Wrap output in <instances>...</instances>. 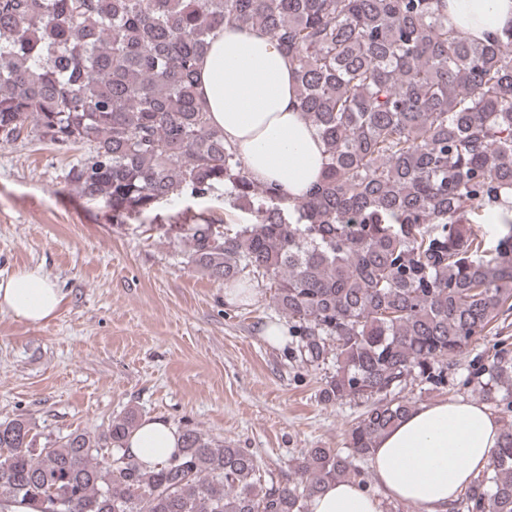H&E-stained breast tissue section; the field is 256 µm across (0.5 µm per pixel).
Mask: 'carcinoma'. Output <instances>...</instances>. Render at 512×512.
Masks as SVG:
<instances>
[{"mask_svg":"<svg viewBox=\"0 0 512 512\" xmlns=\"http://www.w3.org/2000/svg\"><path fill=\"white\" fill-rule=\"evenodd\" d=\"M262 30L294 65L298 107L325 145L309 192L261 185L196 93L209 41ZM85 147L65 175L112 221L219 190L251 219L185 213L166 233L227 285L268 277L292 358L336 370L321 402L364 408L348 453L309 448L295 480L184 426L148 469L102 433L36 447L25 418L0 422V502L37 512H307L325 484L367 487L359 463L448 368L512 313V30L489 44L448 26L447 0H0V144ZM501 210L490 240L473 225ZM464 390L512 417V342L475 357ZM452 512H512V422Z\"/></svg>","mask_w":512,"mask_h":512,"instance_id":"obj_1","label":"carcinoma"}]
</instances>
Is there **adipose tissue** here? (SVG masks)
<instances>
[{
  "label": "adipose tissue",
  "instance_id": "1",
  "mask_svg": "<svg viewBox=\"0 0 512 512\" xmlns=\"http://www.w3.org/2000/svg\"><path fill=\"white\" fill-rule=\"evenodd\" d=\"M448 22L471 40L491 43L512 28V0H448ZM198 93L211 124L234 143L249 176L303 197L325 160L324 145L297 107L288 54L253 28L226 29L199 62ZM63 296L41 268H24L0 280V313L39 326L55 318ZM501 424L487 405L461 400L415 406L381 436L369 462L388 497L418 512H448L473 477L491 462ZM165 420L143 418L124 445L154 466L178 448ZM383 498L352 481L325 484L309 512H383Z\"/></svg>",
  "mask_w": 512,
  "mask_h": 512
}]
</instances>
